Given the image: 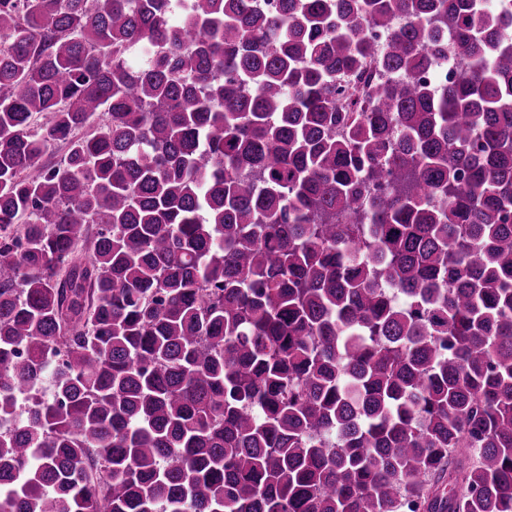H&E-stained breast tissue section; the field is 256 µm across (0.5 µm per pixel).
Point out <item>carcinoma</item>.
<instances>
[{"label": "carcinoma", "mask_w": 512, "mask_h": 512, "mask_svg": "<svg viewBox=\"0 0 512 512\" xmlns=\"http://www.w3.org/2000/svg\"><path fill=\"white\" fill-rule=\"evenodd\" d=\"M0 38V512H512V0Z\"/></svg>", "instance_id": "cac0c4a2"}]
</instances>
